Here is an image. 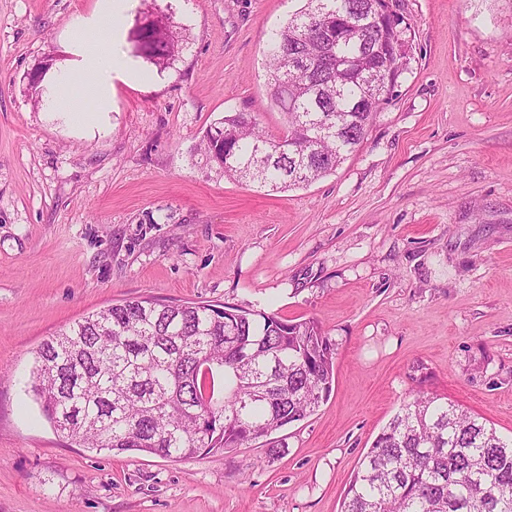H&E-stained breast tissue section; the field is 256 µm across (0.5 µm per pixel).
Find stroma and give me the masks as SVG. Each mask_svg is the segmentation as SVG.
Wrapping results in <instances>:
<instances>
[{"label":"stroma","instance_id":"obj_1","mask_svg":"<svg viewBox=\"0 0 512 512\" xmlns=\"http://www.w3.org/2000/svg\"><path fill=\"white\" fill-rule=\"evenodd\" d=\"M96 3L0 0V512H340L417 362L512 437V0H402L413 59L392 101L335 172L282 192L194 147L242 109L282 134L268 42L297 0H135L118 48L139 78L78 127L27 74L64 70ZM148 15L184 44L170 68L135 52ZM129 298L316 318L333 392L271 441L190 460L72 444L30 390L34 353Z\"/></svg>","mask_w":512,"mask_h":512}]
</instances>
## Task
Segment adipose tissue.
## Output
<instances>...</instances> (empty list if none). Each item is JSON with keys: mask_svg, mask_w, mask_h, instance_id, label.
I'll use <instances>...</instances> for the list:
<instances>
[{"mask_svg": "<svg viewBox=\"0 0 512 512\" xmlns=\"http://www.w3.org/2000/svg\"><path fill=\"white\" fill-rule=\"evenodd\" d=\"M132 6V0H99L75 41L73 60L49 85L47 101L55 112L85 124L110 112L113 80H130L136 74L133 62L114 51L122 20ZM90 102L98 103V111H87Z\"/></svg>", "mask_w": 512, "mask_h": 512, "instance_id": "1", "label": "adipose tissue"}]
</instances>
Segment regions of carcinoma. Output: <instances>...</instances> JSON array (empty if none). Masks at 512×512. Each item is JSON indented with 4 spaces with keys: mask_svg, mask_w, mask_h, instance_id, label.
<instances>
[{
    "mask_svg": "<svg viewBox=\"0 0 512 512\" xmlns=\"http://www.w3.org/2000/svg\"><path fill=\"white\" fill-rule=\"evenodd\" d=\"M269 42L268 85L283 114L272 137L257 115L228 112L196 149L221 177L287 190L332 173L383 105L373 79L399 38L371 0H302ZM362 19L344 28V19ZM160 69L183 46L163 16L134 31ZM349 59V72L337 64ZM337 344L313 318L205 302L127 299L85 316L35 351L32 392L63 437L84 448L188 460L241 448L312 415L332 391ZM341 512H512V438L459 405L418 391L358 462Z\"/></svg>",
    "mask_w": 512,
    "mask_h": 512,
    "instance_id": "cac0c4a2",
    "label": "carcinoma"
}]
</instances>
